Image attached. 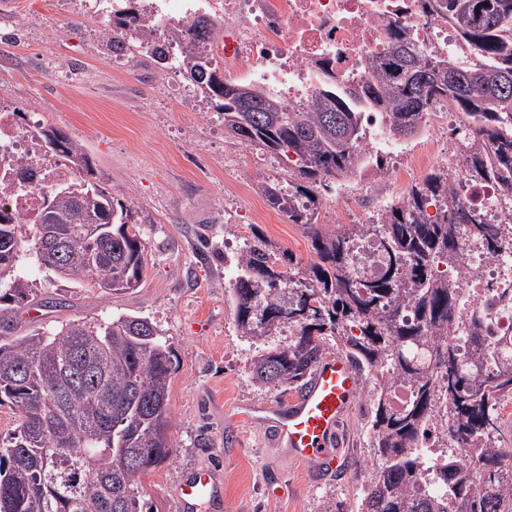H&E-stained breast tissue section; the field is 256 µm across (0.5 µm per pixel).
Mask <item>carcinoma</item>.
Wrapping results in <instances>:
<instances>
[{
    "mask_svg": "<svg viewBox=\"0 0 512 512\" xmlns=\"http://www.w3.org/2000/svg\"><path fill=\"white\" fill-rule=\"evenodd\" d=\"M478 63L431 57L406 33L390 32L385 52L369 57L368 74L350 93L323 82L305 112L258 86V112L240 111L241 84L224 81L212 53L215 24L197 16L172 33L184 50L174 68L213 104L224 131L254 148L283 153L295 166L288 187L267 183L261 194L295 224L312 232L318 261L297 277L257 238L238 256L231 300L240 336L262 348L248 360L249 380L299 389L325 354L342 349L369 376L391 372L375 388L369 447L381 464L362 479L355 512H512V448L500 447L499 403L512 396V360L488 370L478 353L461 361L451 333L460 310V284L478 268L463 265L462 239L492 252L512 240V222L479 224L434 171L371 224L327 230L317 224L321 191L340 177L383 174L381 154L364 149L370 137L359 101L378 113L388 138L407 141L439 104L473 122L462 144L468 170L497 179L512 202V0H437ZM114 54L137 50L166 65L152 44L146 9L107 16L102 30ZM32 135L46 153L67 160L80 175L45 198L28 236L0 213V406L19 412V425L0 437V512H143L141 477L174 451L169 434L173 351L150 320L125 315L71 321L51 332L18 336L10 303L33 295L20 266L47 272L64 262L61 280L109 279L140 284L146 262L132 209L89 180L85 145L43 124ZM434 200L449 214L429 219ZM380 238L389 258L376 279L358 276L351 243ZM443 264L452 275H439ZM401 383L411 399L390 400ZM466 446L465 458L431 476L417 445L431 428ZM64 453H48V446ZM103 469L94 482L84 466Z\"/></svg>",
    "mask_w": 512,
    "mask_h": 512,
    "instance_id": "carcinoma-1",
    "label": "carcinoma"
}]
</instances>
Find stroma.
Returning a JSON list of instances; mask_svg holds the SVG:
<instances>
[{"label":"stroma","instance_id":"35a3bbf8","mask_svg":"<svg viewBox=\"0 0 512 512\" xmlns=\"http://www.w3.org/2000/svg\"><path fill=\"white\" fill-rule=\"evenodd\" d=\"M0 104L66 131L88 148L98 184L119 191L145 245L138 288L114 293L93 282L48 280L30 265L35 300L15 304L19 333L129 314L163 330L174 357L169 407L173 454L143 479L148 512H182L177 483L198 469L222 478L213 512H326L353 504L364 472L379 461L367 444L370 399L345 424L340 472L314 482L272 448L251 407L288 403L294 392L253 385V347L236 328L231 288L244 243L262 237L299 272L317 259L311 232L274 219L256 182L287 183L286 157L247 154L184 77L146 57L128 65L105 49L84 0H0ZM365 206L405 196L372 175L347 177L321 198L326 219L337 194Z\"/></svg>","mask_w":512,"mask_h":512}]
</instances>
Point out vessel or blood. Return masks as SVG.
<instances>
[{
    "instance_id": "obj_1",
    "label": "vessel or blood",
    "mask_w": 512,
    "mask_h": 512,
    "mask_svg": "<svg viewBox=\"0 0 512 512\" xmlns=\"http://www.w3.org/2000/svg\"><path fill=\"white\" fill-rule=\"evenodd\" d=\"M361 377L340 353L322 358L302 392L288 405L257 409L271 441L289 460L301 464L316 480L341 466L343 426L358 397ZM219 489L213 471L199 470L179 484L188 512H207Z\"/></svg>"
}]
</instances>
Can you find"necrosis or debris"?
I'll list each match as a JSON object with an SVG mask.
<instances>
[{
    "label": "necrosis or debris",
    "mask_w": 512,
    "mask_h": 512,
    "mask_svg": "<svg viewBox=\"0 0 512 512\" xmlns=\"http://www.w3.org/2000/svg\"><path fill=\"white\" fill-rule=\"evenodd\" d=\"M145 5L155 22V38L170 59L183 51L171 31L197 14L207 15L219 28L214 47L224 62L225 80L248 75L294 108L310 102L326 74L334 75L337 87L357 86L366 58L386 48L391 27L405 31L430 55L467 54L456 30L432 13L429 0H146ZM470 133L467 119L446 116L410 162L388 167L387 178L405 182L443 146ZM24 163L39 173L26 186L15 178ZM441 171L449 175L460 202L482 223L502 224L511 217L501 203L498 181L465 174L456 155L449 156ZM70 175L67 165L41 151L15 113L0 109V205L17 223H33L45 193ZM461 259L483 271L481 279L464 283L461 294L456 345L467 359L474 348L464 335L473 318L490 316L496 335L512 336V306L492 304L495 285L512 274V242L491 253L467 247Z\"/></svg>",
    "instance_id": "obj_1"
}]
</instances>
